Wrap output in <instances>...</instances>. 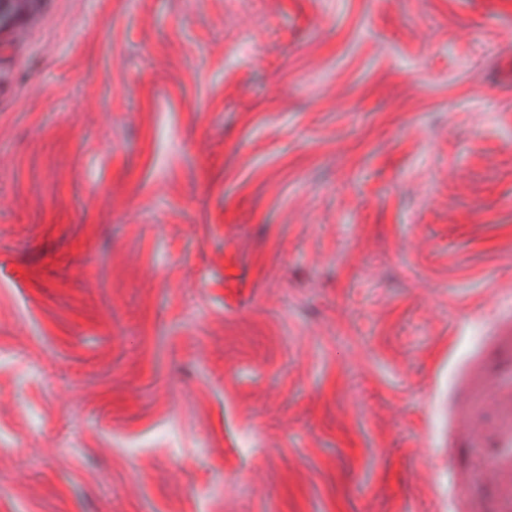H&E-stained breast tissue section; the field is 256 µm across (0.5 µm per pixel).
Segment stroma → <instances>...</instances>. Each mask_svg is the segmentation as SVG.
I'll return each instance as SVG.
<instances>
[{
	"label": "stroma",
	"mask_w": 512,
	"mask_h": 512,
	"mask_svg": "<svg viewBox=\"0 0 512 512\" xmlns=\"http://www.w3.org/2000/svg\"><path fill=\"white\" fill-rule=\"evenodd\" d=\"M0 512H512V0H22Z\"/></svg>",
	"instance_id": "1"
}]
</instances>
